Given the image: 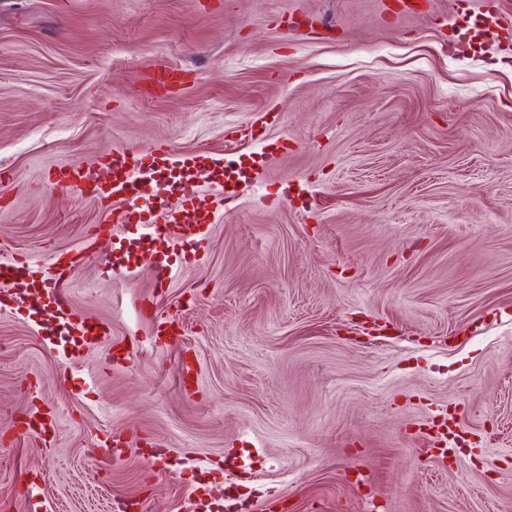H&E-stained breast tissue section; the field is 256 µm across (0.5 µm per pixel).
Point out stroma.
<instances>
[{
  "label": "stroma",
  "instance_id": "35a3bbf8",
  "mask_svg": "<svg viewBox=\"0 0 512 512\" xmlns=\"http://www.w3.org/2000/svg\"><path fill=\"white\" fill-rule=\"evenodd\" d=\"M389 2L0 0V255L47 269L108 222L54 166L163 144L201 161L211 202L214 160L252 168L171 278L128 254L133 228L75 271L74 307L128 360L62 359L43 315L0 310V512H186L194 476L252 512H512V39L463 37L487 12L512 25V0ZM163 64L186 86L146 95ZM151 293L182 319L176 347L139 313ZM37 399L48 447L13 435ZM437 407L468 433L454 469L417 435ZM106 430L128 447L100 472ZM150 442L181 479L153 477Z\"/></svg>",
  "mask_w": 512,
  "mask_h": 512
}]
</instances>
